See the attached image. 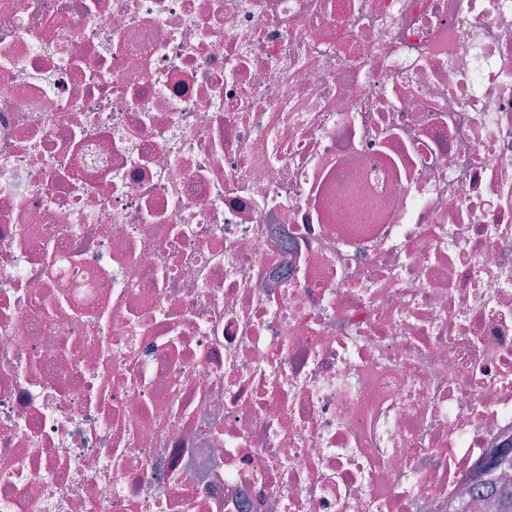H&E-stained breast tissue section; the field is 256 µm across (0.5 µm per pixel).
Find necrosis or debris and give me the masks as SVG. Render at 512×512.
<instances>
[{
	"label": "necrosis or debris",
	"mask_w": 512,
	"mask_h": 512,
	"mask_svg": "<svg viewBox=\"0 0 512 512\" xmlns=\"http://www.w3.org/2000/svg\"><path fill=\"white\" fill-rule=\"evenodd\" d=\"M512 458V0H0V512H460Z\"/></svg>",
	"instance_id": "obj_1"
}]
</instances>
